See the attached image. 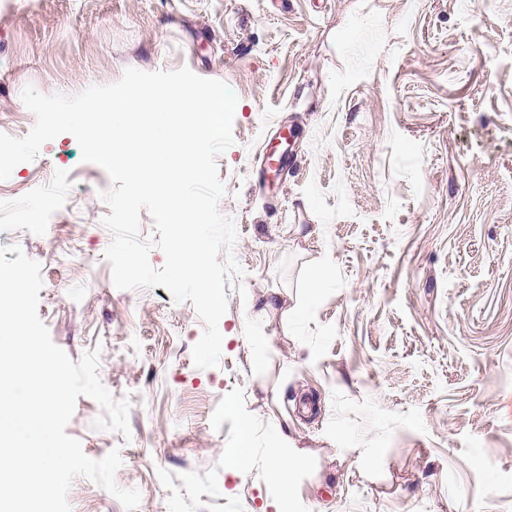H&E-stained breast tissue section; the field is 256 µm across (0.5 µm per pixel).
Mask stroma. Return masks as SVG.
Here are the masks:
<instances>
[{
  "mask_svg": "<svg viewBox=\"0 0 512 512\" xmlns=\"http://www.w3.org/2000/svg\"><path fill=\"white\" fill-rule=\"evenodd\" d=\"M183 66L238 97L217 165L245 275L217 366L193 362L191 302L114 286L112 183L72 135L0 181V246L41 264L52 341L99 350L131 401L130 437L86 396L67 434L119 450L137 512H273L284 441L306 512H512V0H0V133L33 128L25 86ZM284 134L298 163L274 172ZM41 193L53 224L19 220ZM68 500L125 512L83 476Z\"/></svg>",
  "mask_w": 512,
  "mask_h": 512,
  "instance_id": "stroma-1",
  "label": "stroma"
}]
</instances>
